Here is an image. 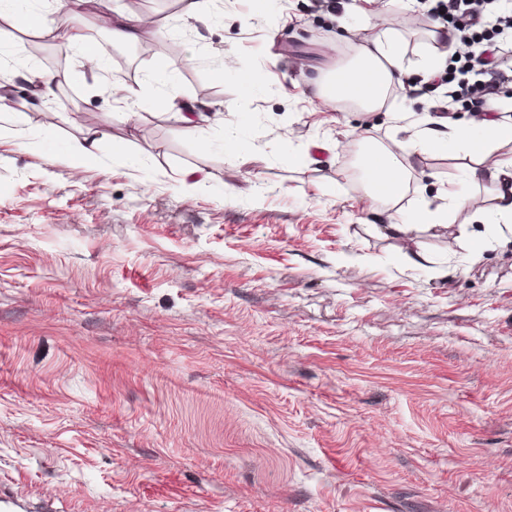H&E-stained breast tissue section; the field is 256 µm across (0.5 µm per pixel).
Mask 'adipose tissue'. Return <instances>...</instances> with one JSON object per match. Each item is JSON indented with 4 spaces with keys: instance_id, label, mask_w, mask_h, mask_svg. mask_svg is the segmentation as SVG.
I'll list each match as a JSON object with an SVG mask.
<instances>
[{
    "instance_id": "1",
    "label": "adipose tissue",
    "mask_w": 512,
    "mask_h": 512,
    "mask_svg": "<svg viewBox=\"0 0 512 512\" xmlns=\"http://www.w3.org/2000/svg\"><path fill=\"white\" fill-rule=\"evenodd\" d=\"M354 50V65L337 68L329 80L319 83L317 94L322 98L352 100L368 110L377 109L382 105L395 73L403 71L404 58L389 39H379L369 44L358 42ZM77 77V72L68 69L48 74L28 71L21 74L15 90L18 95L28 98L30 106L36 109L53 88L69 85ZM158 83L159 91L155 96L157 106L174 110L187 136L198 137L204 124H220V117L201 112L198 102L179 100L175 75H161ZM451 139L473 145L479 161L469 169V178L475 183L486 181L498 186L499 196L504 200L497 211L498 220L504 224L512 223V156L490 165L483 162L484 157L512 144V119L484 120L477 126H452L447 120L428 116L422 121L412 152L418 155ZM362 162L372 215L384 218V229L388 235L411 239L415 223L396 219L393 213L394 207L407 191L411 175L404 156L391 150L373 148L364 151Z\"/></svg>"
}]
</instances>
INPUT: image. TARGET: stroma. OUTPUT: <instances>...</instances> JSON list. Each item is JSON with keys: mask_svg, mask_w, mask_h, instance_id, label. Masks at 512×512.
<instances>
[{"mask_svg": "<svg viewBox=\"0 0 512 512\" xmlns=\"http://www.w3.org/2000/svg\"><path fill=\"white\" fill-rule=\"evenodd\" d=\"M177 5L112 0L153 44L112 54L151 90L176 71L183 97L221 113L207 147L172 111L129 115L77 52L72 110L16 103L47 139L0 134V512H512V229L492 221L497 189L468 182L465 145L417 158L404 214L445 207L450 186L471 203L449 229L416 231L430 261L406 265L345 136L411 144L434 105L423 63L454 45H430L420 0L371 17L365 0H269L263 15L212 0L207 30ZM365 31L396 38L401 92L324 123L312 84ZM5 34L6 74L57 49ZM33 41L43 56L25 53ZM189 54L197 66L180 68ZM90 128L107 136L75 167L67 146ZM315 137L320 162L296 161ZM190 170L206 183L186 187ZM461 224L483 233L479 257Z\"/></svg>", "mask_w": 512, "mask_h": 512, "instance_id": "stroma-1", "label": "stroma"}]
</instances>
